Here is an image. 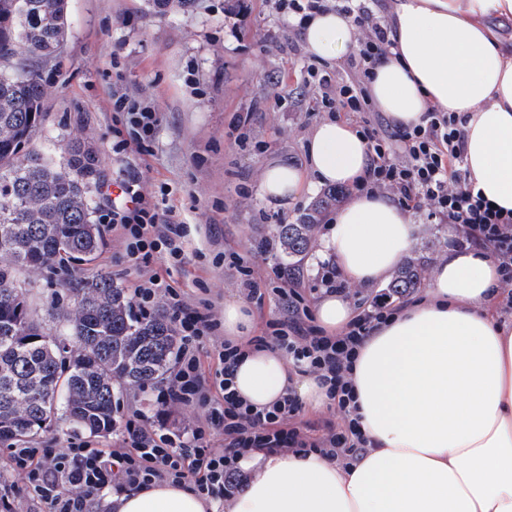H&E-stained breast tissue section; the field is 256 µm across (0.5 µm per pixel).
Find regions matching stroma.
<instances>
[{
    "mask_svg": "<svg viewBox=\"0 0 512 512\" xmlns=\"http://www.w3.org/2000/svg\"><path fill=\"white\" fill-rule=\"evenodd\" d=\"M299 40L267 0L229 7L224 0H194L188 11L164 14L151 0H68L63 51L40 68L48 95L34 144L50 154L70 131L84 130L105 175L122 170L137 178L160 215L187 224L189 260L171 267L166 280L191 305L220 312L225 301L242 299L236 270L224 264L228 249L254 256L255 275L267 287L285 273L303 280L308 305L319 297L313 285L323 264L324 227L300 259L282 254L272 227L295 222L323 186L285 205L259 194L273 160L308 164L317 103ZM117 92L158 112L150 152L121 147L127 115L112 107ZM412 220L418 231L410 256L431 265L453 252L447 225L421 212ZM69 276L54 268L30 273L36 313L61 299Z\"/></svg>",
    "mask_w": 512,
    "mask_h": 512,
    "instance_id": "1",
    "label": "stroma"
}]
</instances>
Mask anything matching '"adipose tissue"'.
<instances>
[{
	"label": "adipose tissue",
	"mask_w": 512,
	"mask_h": 512,
	"mask_svg": "<svg viewBox=\"0 0 512 512\" xmlns=\"http://www.w3.org/2000/svg\"><path fill=\"white\" fill-rule=\"evenodd\" d=\"M395 55L370 84L398 127L420 123L427 104L468 115L463 167L474 189L512 210V0H397L387 14ZM308 53H354L350 19L329 11L301 31ZM369 166L365 141L327 119L308 141V168H266L263 197L287 202L309 181L353 186ZM416 234L408 211L358 194L337 209L325 242L352 285L387 282ZM497 265L482 249L440 260L423 292L368 336L350 378L367 450L345 463L317 454L240 461L249 479L226 512H512V323L488 307ZM241 398L261 408L288 391L314 407L327 397L314 376L289 369L267 347H246L235 370ZM185 485L155 484L116 497V512H214Z\"/></svg>",
	"instance_id": "ef3b65f1"
}]
</instances>
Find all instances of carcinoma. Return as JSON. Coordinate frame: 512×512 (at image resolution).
Wrapping results in <instances>:
<instances>
[{
  "label": "carcinoma",
  "instance_id": "carcinoma-1",
  "mask_svg": "<svg viewBox=\"0 0 512 512\" xmlns=\"http://www.w3.org/2000/svg\"><path fill=\"white\" fill-rule=\"evenodd\" d=\"M67 0H0V442L54 424L102 433L116 424V395L164 378L179 350L170 318L133 315L131 297L112 276L77 273L69 300L42 319L26 301V271L51 268L74 250L98 254L95 193L101 172L86 170L93 152L81 129L61 139L60 157L30 146L44 119L45 87L31 61L56 58L67 36ZM329 189L293 224L274 231L283 254L300 256L314 242L322 214L336 203ZM419 258L389 285L401 294L424 280ZM74 346L68 364L60 337Z\"/></svg>",
  "mask_w": 512,
  "mask_h": 512
}]
</instances>
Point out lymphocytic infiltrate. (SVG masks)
Segmentation results:
<instances>
[{"label":"lymphocytic infiltrate","instance_id":"obj_1","mask_svg":"<svg viewBox=\"0 0 512 512\" xmlns=\"http://www.w3.org/2000/svg\"><path fill=\"white\" fill-rule=\"evenodd\" d=\"M374 0H275L281 16L307 18L331 10L350 18L359 49L341 72L329 63L310 69L316 101L329 111L355 118L370 153V167L360 192L386 193L406 210L428 209L432 219L454 225L457 248L488 249L497 263L498 288L512 305V212L475 193L462 167L466 120L454 112L428 107L421 123L390 132L373 124L377 106L369 93L376 65L393 43L388 27L373 7ZM123 203L113 205L111 228L124 245L126 258L149 274L132 293L135 313L144 319L166 307L181 339L175 366L157 389L159 413L191 411L184 435L165 432L140 413L122 416L121 442L114 448L93 441L49 448L25 442L6 449L0 464L10 474L0 481V512H25L42 503L48 512H92L113 493L132 491L156 482L184 484L223 505L243 486L239 461L261 451L317 453L350 460L367 441L354 417L353 385L348 378L359 348L371 330L411 300L410 293L375 295L336 336L315 325L297 280L275 293L291 310L285 320L267 322L257 344L285 352L298 372L315 376L340 414L342 426L310 437L300 417L303 403L291 393L258 409L243 401L233 386V372L242 347L221 341L204 347L218 329L211 305L197 308L158 271L153 257L180 264L187 258V227L160 223L159 213L136 181L121 180Z\"/></svg>","mask_w":512,"mask_h":512}]
</instances>
